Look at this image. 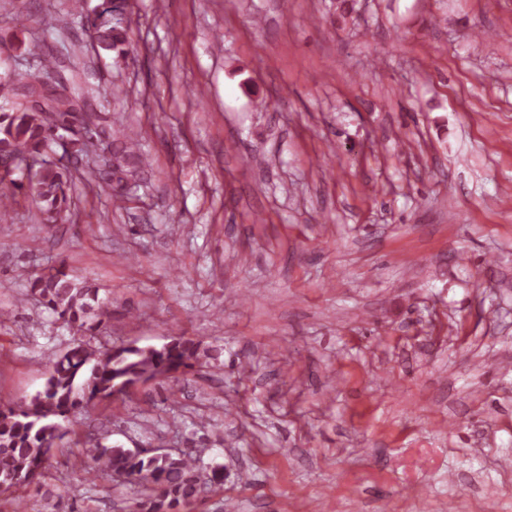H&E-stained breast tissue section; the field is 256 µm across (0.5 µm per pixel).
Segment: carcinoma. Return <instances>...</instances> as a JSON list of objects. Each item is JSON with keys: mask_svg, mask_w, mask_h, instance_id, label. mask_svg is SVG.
I'll return each mask as SVG.
<instances>
[{"mask_svg": "<svg viewBox=\"0 0 512 512\" xmlns=\"http://www.w3.org/2000/svg\"><path fill=\"white\" fill-rule=\"evenodd\" d=\"M100 45L110 49L127 41L125 0H104V7L85 20ZM20 56L34 59L47 80L56 62L50 54L29 48ZM39 77L16 69L0 78V97L9 111L0 113V203L5 215L16 194L32 200L46 221L55 223L70 206L66 170L50 163L46 155L58 145L56 137L68 134L63 158L75 166L97 159L113 168L112 179L122 186L115 199L123 202L139 184L129 176L148 165L132 136L114 139L89 128L83 94L75 87L38 84ZM29 295L51 311L61 324L79 333L73 346L54 356L43 387L23 400L0 402V494L43 486L54 450L66 434V424L91 405L149 381L162 382L196 372L206 352L190 336H173L161 346H97L92 338L112 319V302L99 288L77 280L62 264L34 274ZM202 450L180 454L151 448L107 445L93 436L82 442L88 474L94 480L116 475L149 489L136 512H183L208 489L223 483L219 469L204 475Z\"/></svg>", "mask_w": 512, "mask_h": 512, "instance_id": "carcinoma-1", "label": "carcinoma"}]
</instances>
